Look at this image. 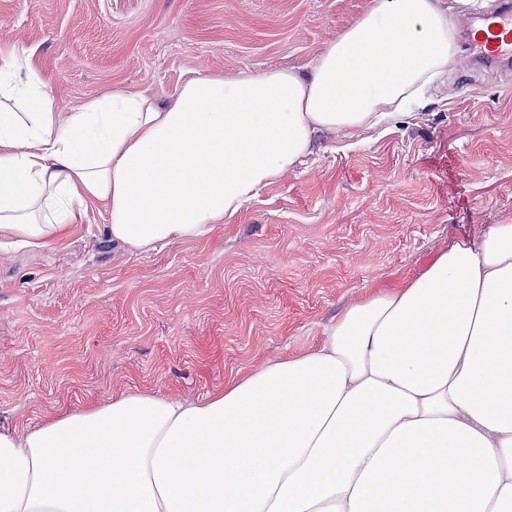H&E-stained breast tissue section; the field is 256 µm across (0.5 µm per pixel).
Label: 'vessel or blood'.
<instances>
[{"mask_svg": "<svg viewBox=\"0 0 512 512\" xmlns=\"http://www.w3.org/2000/svg\"><path fill=\"white\" fill-rule=\"evenodd\" d=\"M469 50L490 67L512 60V0H500L494 10L477 16Z\"/></svg>", "mask_w": 512, "mask_h": 512, "instance_id": "vessel-or-blood-1", "label": "vessel or blood"}]
</instances>
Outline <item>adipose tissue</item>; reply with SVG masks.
I'll list each match as a JSON object with an SVG mask.
<instances>
[{
  "instance_id": "adipose-tissue-1",
  "label": "adipose tissue",
  "mask_w": 512,
  "mask_h": 512,
  "mask_svg": "<svg viewBox=\"0 0 512 512\" xmlns=\"http://www.w3.org/2000/svg\"><path fill=\"white\" fill-rule=\"evenodd\" d=\"M461 29L448 0H370L306 71L204 72L166 105L119 88L66 112L32 54L0 52V239L48 247L94 203L131 254L201 239L317 136L424 108ZM0 512H512V224L204 397L127 393L0 430Z\"/></svg>"
}]
</instances>
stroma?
Returning a JSON list of instances; mask_svg holds the SVG:
<instances>
[{
    "label": "stroma",
    "instance_id": "stroma-1",
    "mask_svg": "<svg viewBox=\"0 0 512 512\" xmlns=\"http://www.w3.org/2000/svg\"><path fill=\"white\" fill-rule=\"evenodd\" d=\"M368 4L0 0V47L32 53L60 111L115 87L165 104L200 72L305 67ZM107 222L92 206L50 247L0 246V428L126 392L204 396L512 224V70L464 59L416 121L325 140L205 238L132 255Z\"/></svg>",
    "mask_w": 512,
    "mask_h": 512
}]
</instances>
